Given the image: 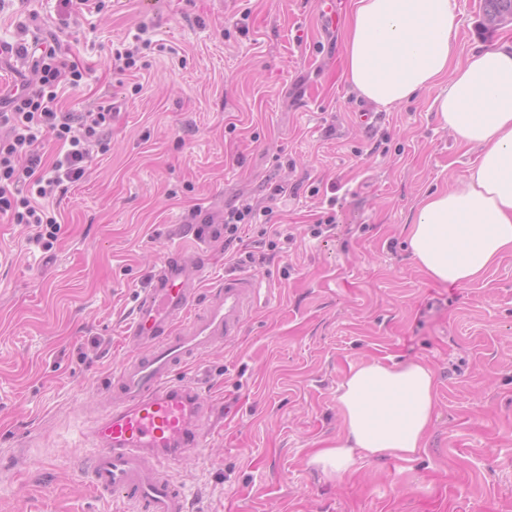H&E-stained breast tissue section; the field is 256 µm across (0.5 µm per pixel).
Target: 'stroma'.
<instances>
[{
  "label": "stroma",
  "mask_w": 512,
  "mask_h": 512,
  "mask_svg": "<svg viewBox=\"0 0 512 512\" xmlns=\"http://www.w3.org/2000/svg\"><path fill=\"white\" fill-rule=\"evenodd\" d=\"M6 0L0 41L60 36L87 67L58 106H113L106 152L60 189L51 251L0 218V512H117L97 497L84 433L132 351L124 333L166 252H205V284L260 280L236 339L185 367L212 410L178 464L190 512H512V253L465 287L430 280L404 237L426 193L473 150L438 124L431 88L382 107L343 76L350 0ZM456 0L454 58L512 39ZM147 27L146 68L112 48ZM287 194L269 200L272 185ZM271 206L268 225L197 247L188 225ZM335 216L322 236L312 224ZM418 359L437 379L427 446L360 460L340 484L309 463L342 430L351 366Z\"/></svg>",
  "instance_id": "stroma-1"
}]
</instances>
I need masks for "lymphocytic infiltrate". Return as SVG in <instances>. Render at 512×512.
Instances as JSON below:
<instances>
[{
	"instance_id": "f902f5d3",
	"label": "lymphocytic infiltrate",
	"mask_w": 512,
	"mask_h": 512,
	"mask_svg": "<svg viewBox=\"0 0 512 512\" xmlns=\"http://www.w3.org/2000/svg\"><path fill=\"white\" fill-rule=\"evenodd\" d=\"M2 55L31 59L37 81L32 88H0V215L14 224L34 225L33 243L48 251L61 226L48 215L43 201L63 183L83 177L92 148L103 147L107 139L112 110L101 106L86 112L58 111L59 84L76 87L84 77L59 42H1ZM48 137L64 151L47 164L41 146Z\"/></svg>"
}]
</instances>
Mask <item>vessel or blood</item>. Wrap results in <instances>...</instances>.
<instances>
[{"label":"vessel or blood","mask_w":512,"mask_h":512,"mask_svg":"<svg viewBox=\"0 0 512 512\" xmlns=\"http://www.w3.org/2000/svg\"><path fill=\"white\" fill-rule=\"evenodd\" d=\"M188 263L170 250L139 292L126 330L137 353L104 389L106 406L87 433L93 488L121 512H188L172 469L204 447L209 411L197 384L175 374L238 336L257 302L253 276L228 274L205 289Z\"/></svg>","instance_id":"vessel-or-blood-1"}]
</instances>
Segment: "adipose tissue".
Returning <instances> with one entry per match:
<instances>
[{
  "label": "adipose tissue",
  "mask_w": 512,
  "mask_h": 512,
  "mask_svg": "<svg viewBox=\"0 0 512 512\" xmlns=\"http://www.w3.org/2000/svg\"><path fill=\"white\" fill-rule=\"evenodd\" d=\"M455 0H352L344 42L347 82L389 107L432 87L442 127L476 149L468 173L423 199L406 227L408 249L432 280L466 286L512 253V41L454 62ZM344 427L312 465L343 482L358 460H412L437 407L422 361L350 368L336 394Z\"/></svg>",
  "instance_id": "1"
}]
</instances>
